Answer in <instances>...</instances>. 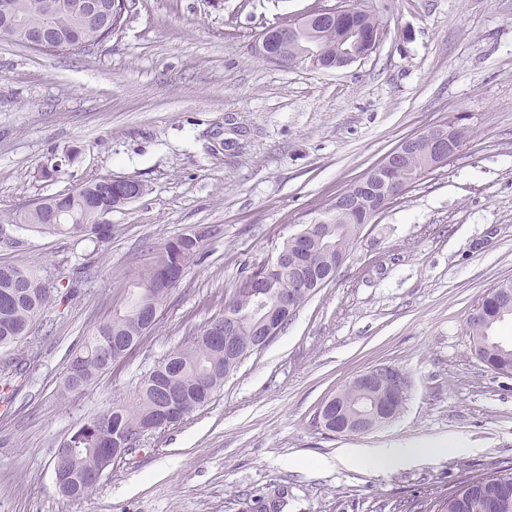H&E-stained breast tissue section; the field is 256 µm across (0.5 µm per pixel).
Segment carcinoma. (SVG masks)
<instances>
[{
  "mask_svg": "<svg viewBox=\"0 0 512 512\" xmlns=\"http://www.w3.org/2000/svg\"><path fill=\"white\" fill-rule=\"evenodd\" d=\"M17 24L7 41L27 46L28 33L45 25L54 33L68 53H80L86 48L104 43L123 31L130 11L129 0H102L112 12L101 13L95 26L86 24L76 7L78 0H10ZM352 24L364 32L383 29L379 17L362 10L352 16ZM341 39L338 28L324 24L318 34L301 33L281 46L282 66L303 62L308 47L317 42L328 57L336 54ZM430 171L424 156L410 158L396 179L409 186ZM99 191L93 180L70 192L40 200V206L15 215L7 226L22 231L62 235L80 242L97 244L111 238L99 230ZM322 224L311 229L310 252L300 253L293 239H288L281 252L288 262L273 268L267 276V295L288 284L304 259L318 268L335 263L338 254L346 255L355 242L352 225L355 216L340 208H331L321 216ZM207 232L187 231L167 240L151 252L131 283L126 305L100 323L72 357L71 367L78 381L66 376L62 382L65 393L79 391L112 365L125 358L150 330L143 328L146 312L162 313L171 290L181 280L186 266L196 260ZM73 291L57 288L46 282L40 268L31 263L0 264V349L11 348L26 340L33 324L50 304L71 301ZM477 307L482 315H469L466 320L470 341L477 358L491 372L512 375V346L497 341L496 326L512 319V279L502 280L490 288ZM224 311L237 317L235 335L246 342L256 334L258 317L254 301L235 292ZM224 324V318L211 322L192 340L158 361L146 373L135 397L129 403H115L107 412L89 419L69 438L71 451L66 457H55L54 472L66 480L57 485L67 498H84L97 487L88 475L99 469L107 454L116 461L136 447L135 430L143 422L165 415L177 422L203 407L224 385V342L214 340L210 330ZM437 512H512V472L468 476L433 504Z\"/></svg>",
  "mask_w": 512,
  "mask_h": 512,
  "instance_id": "cac0c4a2",
  "label": "carcinoma"
}]
</instances>
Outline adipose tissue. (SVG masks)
<instances>
[{
  "mask_svg": "<svg viewBox=\"0 0 512 512\" xmlns=\"http://www.w3.org/2000/svg\"><path fill=\"white\" fill-rule=\"evenodd\" d=\"M461 442L452 440L444 446L402 448H345L337 457L345 467L365 466L376 471H393L400 468L424 464L450 453L463 451Z\"/></svg>",
  "mask_w": 512,
  "mask_h": 512,
  "instance_id": "adipose-tissue-1",
  "label": "adipose tissue"
}]
</instances>
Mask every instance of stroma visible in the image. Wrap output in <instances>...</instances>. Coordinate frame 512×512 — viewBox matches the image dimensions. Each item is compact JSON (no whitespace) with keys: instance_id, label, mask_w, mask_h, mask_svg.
Wrapping results in <instances>:
<instances>
[{"instance_id":"stroma-1","label":"stroma","mask_w":512,"mask_h":512,"mask_svg":"<svg viewBox=\"0 0 512 512\" xmlns=\"http://www.w3.org/2000/svg\"><path fill=\"white\" fill-rule=\"evenodd\" d=\"M314 2L134 0L123 31L80 54L0 41V222L103 175L149 187L109 215L105 243L29 232L0 248V263H40L76 291L0 352L12 375L0 387V512H250L278 488L282 512H409L464 477L512 469V376L489 371L465 333L484 292L512 279V0H354L384 35L337 72L256 54L265 27ZM461 112L463 150L367 225L335 281L207 405L145 433L91 495L58 493L54 457L73 432L129 400L404 138ZM191 229L206 231L203 253L154 330L60 396L71 355L125 304L148 251ZM380 364L409 381L399 415L362 436L312 428L323 401ZM451 439L465 451L421 466L336 463L341 448Z\"/></svg>"}]
</instances>
